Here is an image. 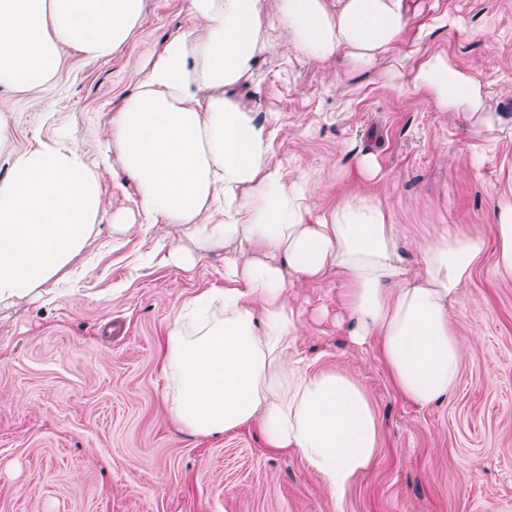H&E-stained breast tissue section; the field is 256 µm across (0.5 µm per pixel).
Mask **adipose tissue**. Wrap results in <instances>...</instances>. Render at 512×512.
Masks as SVG:
<instances>
[{
    "instance_id": "obj_1",
    "label": "adipose tissue",
    "mask_w": 512,
    "mask_h": 512,
    "mask_svg": "<svg viewBox=\"0 0 512 512\" xmlns=\"http://www.w3.org/2000/svg\"><path fill=\"white\" fill-rule=\"evenodd\" d=\"M188 0L186 27L167 39L112 115L104 151L137 189L145 223L175 228L155 248L190 269L224 258V285L198 293L165 339L170 420L192 436L257 425L267 448L301 455L334 498L376 462L380 420L367 389L339 368L297 357L288 293L336 276L354 343L376 342L397 391L426 407L453 392L462 351L449 306L471 280L486 242L441 231L418 244L409 270L399 227L373 194L323 207L314 176L273 158L266 124L232 96L268 53L270 25L286 49L337 74L393 56L437 111L461 114L473 137L493 129L483 83L448 55L401 52L405 0ZM144 0H0V86L52 79L61 50L107 60L139 27ZM495 196L496 266L512 279V153ZM104 190L84 149L63 133L14 154L0 179V305L55 282L86 250Z\"/></svg>"
}]
</instances>
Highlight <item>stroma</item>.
Listing matches in <instances>:
<instances>
[{"mask_svg":"<svg viewBox=\"0 0 512 512\" xmlns=\"http://www.w3.org/2000/svg\"><path fill=\"white\" fill-rule=\"evenodd\" d=\"M406 47L441 51L482 81L492 111L512 126V0H407ZM186 0H145L139 27L110 60L67 49L33 91L0 88V178L9 157L63 129L97 162L107 210L85 255L40 293L0 308V512H494L512 501V281L494 265L493 203L512 142L473 139L463 116L436 111L388 63L334 76L290 55L278 29L257 64L260 82L237 96L260 102L274 156L316 175L331 202L375 194L398 224L409 265L441 229L483 237L486 250L451 308L464 357L448 400L421 408L398 394L372 344L340 326L338 281L295 283V350L339 367L369 392L381 421L374 466L342 500L298 454L268 450L257 427L191 436L170 422L160 372L163 343L194 295L224 285V261L190 271L151 258L154 230L112 236L111 210L136 188L98 142L163 41L183 27ZM484 150L473 169L470 146ZM381 178L365 183L360 152Z\"/></svg>","mask_w":512,"mask_h":512,"instance_id":"35a3bbf8","label":"stroma"}]
</instances>
